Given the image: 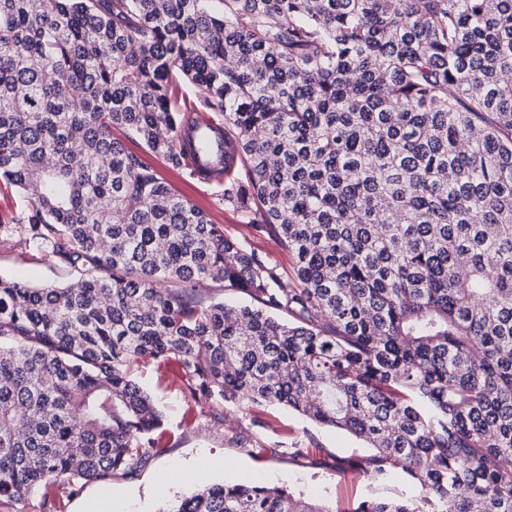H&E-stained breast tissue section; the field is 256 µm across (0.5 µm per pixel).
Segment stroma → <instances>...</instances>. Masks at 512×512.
I'll use <instances>...</instances> for the list:
<instances>
[{
    "mask_svg": "<svg viewBox=\"0 0 512 512\" xmlns=\"http://www.w3.org/2000/svg\"><path fill=\"white\" fill-rule=\"evenodd\" d=\"M177 188L192 202L224 225L231 234L247 240L270 259L289 264L287 253L274 240L255 235L240 214L218 205L219 186L212 183H178ZM15 196L0 192V277L44 288L62 286L76 274L26 247L23 232L8 218ZM136 379L155 398L166 416L161 439L162 451L139 471L109 483L86 484L68 505V512H159L168 501L193 492L209 482L285 485L296 496L352 512L361 500L407 497L406 478L392 472L374 481L354 470V463L368 455L367 446L355 437L309 422L283 406L243 409L221 404L222 421L210 418V405L186 402L175 384L174 373L156 368L139 369ZM238 423L263 443L261 454L242 448L232 439L228 425ZM305 448L309 454L296 458L292 449Z\"/></svg>",
    "mask_w": 512,
    "mask_h": 512,
    "instance_id": "1",
    "label": "stroma"
}]
</instances>
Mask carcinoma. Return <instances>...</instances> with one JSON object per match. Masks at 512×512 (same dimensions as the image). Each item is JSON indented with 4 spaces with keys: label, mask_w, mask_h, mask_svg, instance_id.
Segmentation results:
<instances>
[{
    "label": "carcinoma",
    "mask_w": 512,
    "mask_h": 512,
    "mask_svg": "<svg viewBox=\"0 0 512 512\" xmlns=\"http://www.w3.org/2000/svg\"><path fill=\"white\" fill-rule=\"evenodd\" d=\"M0 180L77 272L0 279V512H65L160 452L148 364L189 402L345 431L416 492L352 512H512V0H0ZM161 512L335 510L209 483ZM156 165L165 173L166 177L176 188L199 207L208 212L210 218L217 224H224V228L237 238L246 239L253 247L266 253L270 259L279 262L286 267L291 266L288 254L278 245L277 242L268 238L257 236L244 222L240 214L231 209H224L218 205L217 198L222 190L221 187L212 183L193 182L186 184L177 177L166 173L160 160H155Z\"/></svg>",
    "instance_id": "cac0c4a2"
}]
</instances>
